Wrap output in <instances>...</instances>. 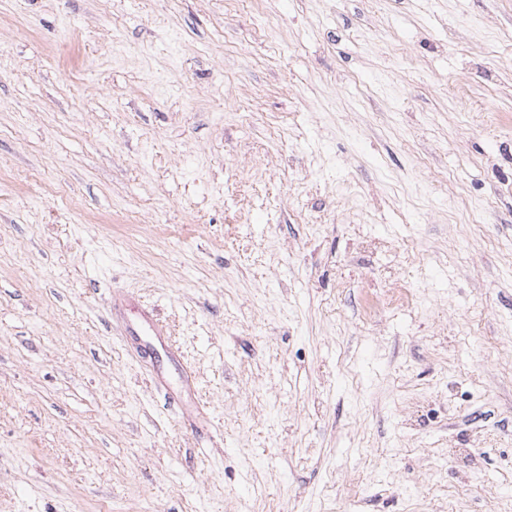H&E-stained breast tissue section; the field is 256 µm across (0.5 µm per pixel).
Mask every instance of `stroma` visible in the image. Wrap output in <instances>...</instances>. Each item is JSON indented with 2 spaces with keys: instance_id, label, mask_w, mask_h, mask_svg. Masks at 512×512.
I'll return each instance as SVG.
<instances>
[{
  "instance_id": "stroma-1",
  "label": "stroma",
  "mask_w": 512,
  "mask_h": 512,
  "mask_svg": "<svg viewBox=\"0 0 512 512\" xmlns=\"http://www.w3.org/2000/svg\"><path fill=\"white\" fill-rule=\"evenodd\" d=\"M0 512H512V0H0ZM142 335L153 336L154 343L161 348L171 347L165 327L149 312L141 314L140 324L126 326V336L131 340L139 342Z\"/></svg>"
}]
</instances>
